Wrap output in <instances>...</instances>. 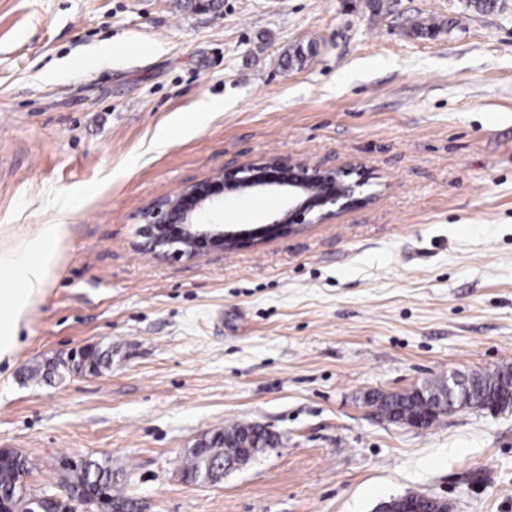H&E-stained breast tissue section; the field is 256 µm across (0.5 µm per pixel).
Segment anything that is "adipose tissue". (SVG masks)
Instances as JSON below:
<instances>
[{
    "instance_id": "ef3b65f1",
    "label": "adipose tissue",
    "mask_w": 512,
    "mask_h": 512,
    "mask_svg": "<svg viewBox=\"0 0 512 512\" xmlns=\"http://www.w3.org/2000/svg\"><path fill=\"white\" fill-rule=\"evenodd\" d=\"M68 231L65 224L42 225L26 241L22 255L0 254V266L11 271L8 287H0V364L13 363L21 348V332L48 286L56 263V246Z\"/></svg>"
}]
</instances>
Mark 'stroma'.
<instances>
[{"mask_svg": "<svg viewBox=\"0 0 512 512\" xmlns=\"http://www.w3.org/2000/svg\"><path fill=\"white\" fill-rule=\"evenodd\" d=\"M267 155L360 167L370 201L257 246L142 247L152 201ZM282 206L231 195L219 220ZM61 219L0 367L26 494L64 496L62 461L90 458L141 512H378L413 491L512 512V408L418 430L366 402L512 366V0H0V254ZM84 348L111 365L73 369ZM232 423L278 443L187 482L188 449Z\"/></svg>", "mask_w": 512, "mask_h": 512, "instance_id": "obj_1", "label": "stroma"}]
</instances>
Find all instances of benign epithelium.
I'll list each match as a JSON object with an SVG mask.
<instances>
[{
	"label": "benign epithelium",
	"instance_id": "7a95c632",
	"mask_svg": "<svg viewBox=\"0 0 512 512\" xmlns=\"http://www.w3.org/2000/svg\"><path fill=\"white\" fill-rule=\"evenodd\" d=\"M354 174L350 166L324 169L285 156L263 157L234 170H221L209 180L190 184L142 209L143 247L157 256L192 259L210 246L236 249L325 223L361 202L356 192L363 181L352 179ZM218 184L235 193L279 189L288 195V204L254 230H226L214 221ZM456 410V406L433 405L412 427L427 429L432 416ZM417 504L418 500L405 495L382 504L379 512H420Z\"/></svg>",
	"mask_w": 512,
	"mask_h": 512
}]
</instances>
